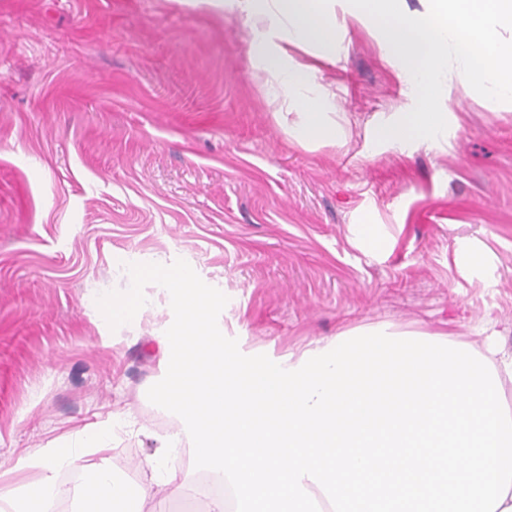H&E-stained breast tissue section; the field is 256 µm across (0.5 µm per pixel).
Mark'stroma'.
<instances>
[{
	"mask_svg": "<svg viewBox=\"0 0 512 512\" xmlns=\"http://www.w3.org/2000/svg\"><path fill=\"white\" fill-rule=\"evenodd\" d=\"M250 31L180 0H0V457L113 418L108 463L150 470L176 415L147 391L170 295L110 328L129 263L187 261L228 303L220 331L276 357L357 327L512 350V104L451 83L448 137L376 144L411 112L394 63L346 34L311 92L345 143H291Z\"/></svg>",
	"mask_w": 512,
	"mask_h": 512,
	"instance_id": "obj_1",
	"label": "stroma"
}]
</instances>
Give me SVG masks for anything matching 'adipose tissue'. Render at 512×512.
Wrapping results in <instances>:
<instances>
[{"instance_id": "adipose-tissue-1", "label": "adipose tissue", "mask_w": 512, "mask_h": 512, "mask_svg": "<svg viewBox=\"0 0 512 512\" xmlns=\"http://www.w3.org/2000/svg\"><path fill=\"white\" fill-rule=\"evenodd\" d=\"M215 14L231 10L251 31L250 56L265 75L267 96L283 105L280 123L302 146L335 144L344 136L327 97L310 96L322 62L335 61L341 37L359 26L373 36L417 111L398 112L373 136L389 146L428 141L448 132L438 111L449 80L512 101V0H193Z\"/></svg>"}]
</instances>
